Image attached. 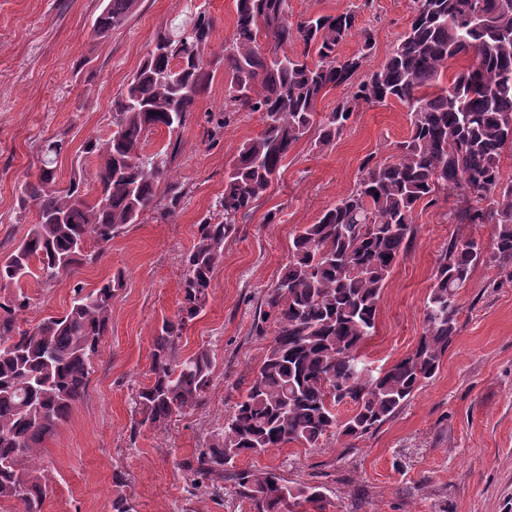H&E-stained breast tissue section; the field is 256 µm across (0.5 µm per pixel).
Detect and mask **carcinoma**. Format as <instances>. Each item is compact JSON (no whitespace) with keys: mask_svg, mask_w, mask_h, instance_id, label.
<instances>
[{"mask_svg":"<svg viewBox=\"0 0 512 512\" xmlns=\"http://www.w3.org/2000/svg\"><path fill=\"white\" fill-rule=\"evenodd\" d=\"M104 2L93 22L99 37L121 27L137 0ZM235 6L234 29L217 61L205 55L212 20L204 11L189 18L188 32L167 25L156 34L126 91L112 102L116 130L82 145L83 157L97 161L95 196L80 163L66 186H57L65 138L42 147L38 178L19 187V201L34 208L35 223L0 257V286H17L33 275L50 284L98 258L85 251L87 237L106 247L144 215L176 208L184 192L170 179L172 156L148 152V136L159 127L180 132L209 92L214 65H223L224 115L256 112L262 130L240 145L225 172L224 193L197 225L183 262V305L175 317L162 319L154 338L150 384L136 393L135 426L164 429L203 405L214 360L203 346L183 353V331L205 308L224 243L278 179L290 149L311 131L314 148L330 145L363 105H404L410 131L398 151L383 161L368 156L350 192L315 223L295 228L292 256L264 294L255 324L258 336L272 325L273 339L224 425L186 462L195 489L217 494L227 479L253 512H326L321 485L292 482L274 470L227 466L271 448H319L329 436L357 439L377 430L439 372L459 330V290L475 266L512 276V180L503 181L499 167L504 149L512 148V0H416L389 58L364 77L358 72L375 39L372 29L356 25V11L294 21L288 0H236ZM355 35L359 54L336 55ZM292 45L301 50L288 52ZM460 58L470 63L455 71ZM342 85L345 100L317 117L318 99ZM453 192L477 202L455 211L454 223L493 225L492 247L484 250L470 235L448 241L416 347L372 370L360 349L375 334L387 279L415 237L414 209ZM121 282L77 285L63 315L25 329L18 316L29 306L27 294L20 290L0 303V501H16L22 512H42L52 492L41 468L43 444L85 397ZM348 403L352 409L341 421L336 408Z\"/></svg>","mask_w":512,"mask_h":512,"instance_id":"1","label":"carcinoma"}]
</instances>
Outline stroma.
<instances>
[{
  "label": "stroma",
  "mask_w": 512,
  "mask_h": 512,
  "mask_svg": "<svg viewBox=\"0 0 512 512\" xmlns=\"http://www.w3.org/2000/svg\"><path fill=\"white\" fill-rule=\"evenodd\" d=\"M359 6V27L375 33L361 74L382 66L403 34L413 0H288L293 16L332 14ZM102 0H0V255L11 251L35 220L20 209L18 186L36 176L39 150L65 135L57 180L67 183L85 139L108 138L112 101L151 48L156 31L191 11L213 21L208 56L222 55L236 19L235 0H138L127 22L104 38L92 31ZM227 79L216 73L178 137L158 128L151 152L176 141L171 174L185 195L164 218L146 214L98 251L97 261L45 286L35 279L21 326L69 308L72 289L94 287L122 274L112 299L111 328L93 361L87 393L67 424L44 444L53 488L44 512H112L115 479L136 512H250L232 486L221 496L193 490L185 463L224 423L269 342L255 335L261 299L292 251L295 227L353 189L367 156L393 154L409 132L397 101L360 106L336 143L313 148L303 139L288 153L281 174L251 218L224 244L202 314L183 333L186 352L207 347L215 361L203 406L162 430L134 429L133 399L149 384L151 352L162 318L182 303L183 260L197 226L224 191V170L238 147L262 129L257 114L234 113L224 128ZM450 194L438 205H418L415 238L389 277L378 326L361 354L379 369L411 352L424 330V304L437 258L463 233L490 244L486 224L460 226L455 210L470 203ZM459 333L438 374L372 434L343 447L292 445L238 458V469L273 468L291 481L328 488L330 512H512V276L480 265L459 292Z\"/></svg>",
  "instance_id": "35a3bbf8"
}]
</instances>
